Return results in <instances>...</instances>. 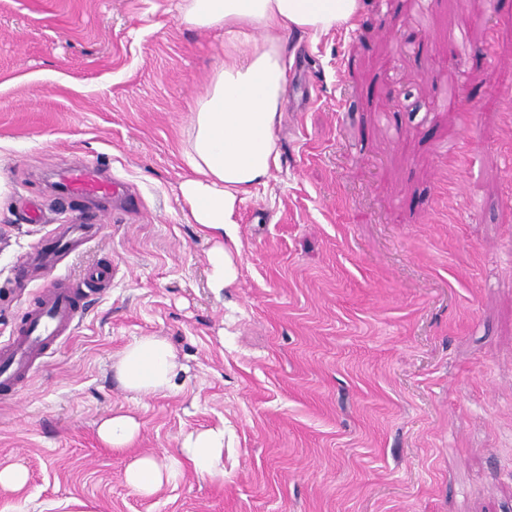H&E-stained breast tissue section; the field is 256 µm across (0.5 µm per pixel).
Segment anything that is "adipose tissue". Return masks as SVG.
<instances>
[{"label": "adipose tissue", "mask_w": 512, "mask_h": 512, "mask_svg": "<svg viewBox=\"0 0 512 512\" xmlns=\"http://www.w3.org/2000/svg\"><path fill=\"white\" fill-rule=\"evenodd\" d=\"M360 8L361 0H180L181 25L224 32V64L192 110L185 152L191 174L180 184L194 223L224 241L210 257L215 290L234 279L239 206L278 164L276 129L287 89L284 30L317 38L352 20ZM112 370L126 391L149 396L172 390L182 366L166 339L141 336L125 346ZM223 456V430L196 431L166 463L148 456L133 460L126 481L153 493L174 481L186 460L200 475L220 477Z\"/></svg>", "instance_id": "ef3b65f1"}]
</instances>
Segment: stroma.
<instances>
[{
	"mask_svg": "<svg viewBox=\"0 0 512 512\" xmlns=\"http://www.w3.org/2000/svg\"><path fill=\"white\" fill-rule=\"evenodd\" d=\"M178 2L0 0V343L39 291L24 253L71 217L57 172L81 158L136 195L83 206L107 229L63 270L107 260L112 286L0 399V468L28 473L0 512H512V0H362L285 33L279 165L219 294L179 185L224 34ZM146 335L183 370L137 397L112 364ZM115 411L140 424L121 451L97 433ZM219 426L223 476L127 483Z\"/></svg>",
	"mask_w": 512,
	"mask_h": 512,
	"instance_id": "obj_1",
	"label": "stroma"
}]
</instances>
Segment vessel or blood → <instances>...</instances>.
Here are the masks:
<instances>
[{
	"instance_id": "vessel-or-blood-1",
	"label": "vessel or blood",
	"mask_w": 512,
	"mask_h": 512,
	"mask_svg": "<svg viewBox=\"0 0 512 512\" xmlns=\"http://www.w3.org/2000/svg\"><path fill=\"white\" fill-rule=\"evenodd\" d=\"M60 189L64 196L83 200L118 197L126 192L124 183L102 176L83 161L66 166ZM104 230L101 224L65 223L28 255V262L42 267L46 283L17 333L0 347V397L18 395L46 357L74 335L88 296L111 287L115 276L111 262L89 266L78 283L60 269L66 256L102 236Z\"/></svg>"
}]
</instances>
